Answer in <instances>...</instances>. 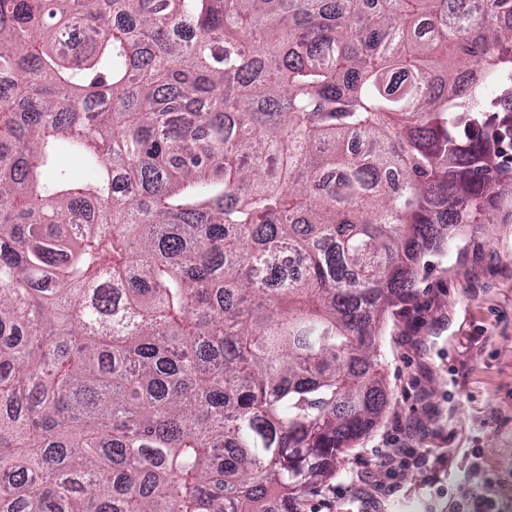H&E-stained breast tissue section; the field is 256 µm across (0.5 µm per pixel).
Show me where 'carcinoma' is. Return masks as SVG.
<instances>
[{"label":"carcinoma","mask_w":512,"mask_h":512,"mask_svg":"<svg viewBox=\"0 0 512 512\" xmlns=\"http://www.w3.org/2000/svg\"><path fill=\"white\" fill-rule=\"evenodd\" d=\"M511 194L512 0H0V512H293Z\"/></svg>","instance_id":"carcinoma-1"}]
</instances>
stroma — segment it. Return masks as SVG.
<instances>
[{
    "label": "stroma",
    "instance_id": "35a3bbf8",
    "mask_svg": "<svg viewBox=\"0 0 512 512\" xmlns=\"http://www.w3.org/2000/svg\"><path fill=\"white\" fill-rule=\"evenodd\" d=\"M409 301L393 307L378 354L388 403L376 426L303 493L295 512H336L365 500L388 512H512V196L494 221L467 227L427 253ZM413 448L426 465L399 471L390 489L381 448Z\"/></svg>",
    "mask_w": 512,
    "mask_h": 512
}]
</instances>
